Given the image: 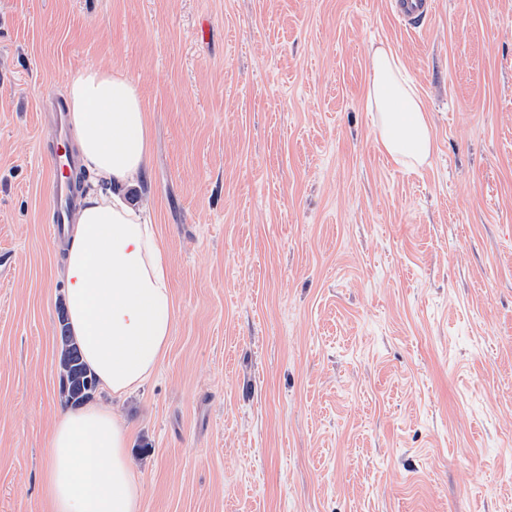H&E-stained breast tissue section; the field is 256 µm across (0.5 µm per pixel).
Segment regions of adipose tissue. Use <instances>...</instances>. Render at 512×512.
<instances>
[{
    "label": "adipose tissue",
    "instance_id": "adipose-tissue-1",
    "mask_svg": "<svg viewBox=\"0 0 512 512\" xmlns=\"http://www.w3.org/2000/svg\"><path fill=\"white\" fill-rule=\"evenodd\" d=\"M367 108L382 150L407 170L434 151L425 103L388 48L370 54ZM64 102L84 189L65 244L62 277L70 330L102 387L121 397L162 362L176 319L167 250L142 207L125 198L148 174L151 134L137 85L124 73L86 66L69 73ZM44 479L52 512H140L141 489L125 425L89 403L60 416Z\"/></svg>",
    "mask_w": 512,
    "mask_h": 512
}]
</instances>
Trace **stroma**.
<instances>
[{
  "label": "stroma",
  "mask_w": 512,
  "mask_h": 512,
  "mask_svg": "<svg viewBox=\"0 0 512 512\" xmlns=\"http://www.w3.org/2000/svg\"><path fill=\"white\" fill-rule=\"evenodd\" d=\"M0 0V512H51L66 412L47 96L139 86L176 321L113 404L140 512H512V0ZM435 138L415 172L365 108L369 47ZM434 4V0H392L390 8L406 29L415 30L432 15Z\"/></svg>",
  "instance_id": "obj_1"
}]
</instances>
